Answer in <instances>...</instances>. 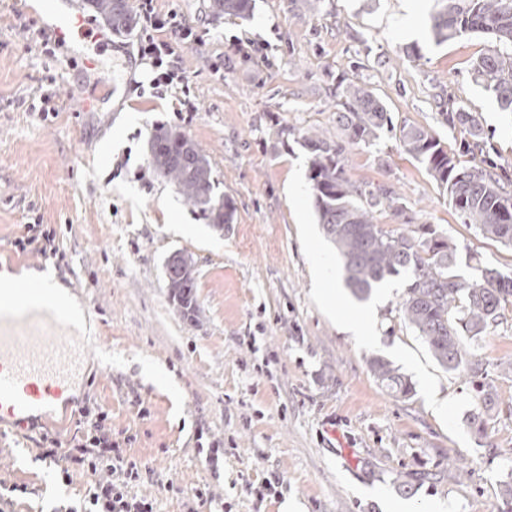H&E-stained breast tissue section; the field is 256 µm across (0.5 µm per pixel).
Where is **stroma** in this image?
Wrapping results in <instances>:
<instances>
[{
	"mask_svg": "<svg viewBox=\"0 0 512 512\" xmlns=\"http://www.w3.org/2000/svg\"><path fill=\"white\" fill-rule=\"evenodd\" d=\"M70 2L86 19L75 53L35 45L25 32L39 30V15L27 0H0V271L53 270L91 341L68 408L23 428L0 422V480L22 488L0 512L83 501L92 475L76 470L62 481L40 459V437L69 443L84 432L85 411L100 409L113 432L132 435L127 452L148 469L133 491L157 512H185V491L199 486L212 498L198 512H282L289 499L302 512H389L399 501L410 512L437 502L452 512H507L512 312L465 345L482 375L441 366L402 318L405 277L364 300L347 287L317 222L303 146L313 130L341 139L335 89L344 75L380 97L394 123L424 127L455 152L461 135L442 124L437 103L464 102L488 135L490 158L512 178V112L470 74L493 41L475 34L435 45V0H255L247 20L216 13L212 0H156L201 36L178 51L197 106L179 114L175 93H152L136 31L98 46L91 34L102 20L83 0ZM411 46L419 57L407 56ZM161 124L209 157L215 195L235 207L224 230L152 168L147 142ZM344 163L350 179L391 185L404 198L406 215L378 214L386 229L431 225L454 243L460 278L486 267L512 277V245L463 223L394 134L348 148ZM34 222L55 230L56 255L14 247ZM177 250L196 264L190 318L164 279ZM318 254L333 268L325 296ZM350 315L370 320L371 335L349 331ZM375 357L411 381V397L374 377ZM149 364L163 377L146 375ZM476 412L486 420L481 436L469 427ZM211 441L227 450L216 469L199 451ZM273 474L284 481L279 497L257 501L250 485Z\"/></svg>",
	"mask_w": 512,
	"mask_h": 512,
	"instance_id": "35a3bbf8",
	"label": "stroma"
}]
</instances>
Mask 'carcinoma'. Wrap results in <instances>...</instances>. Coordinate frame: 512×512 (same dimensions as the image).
<instances>
[{"label": "carcinoma", "instance_id": "obj_1", "mask_svg": "<svg viewBox=\"0 0 512 512\" xmlns=\"http://www.w3.org/2000/svg\"><path fill=\"white\" fill-rule=\"evenodd\" d=\"M430 14L429 29L435 44L482 33L495 46L473 65L475 83L491 92L500 108L512 112V0H441ZM224 14L247 18L254 0H214ZM89 9L114 32H126L135 16L123 0H87ZM336 124L346 143L306 136L309 152L308 180L318 223L336 246L347 272L352 294L364 300L392 277L408 279L401 301L405 323L413 328L435 359L448 370L465 367L474 375L478 360L466 359L464 342L475 340L504 317L512 303V277L495 268L481 270L471 281L454 273L456 253L447 238L429 225L409 232L387 230L375 214L390 210L405 212L403 199L384 184L361 185L346 175L343 154L346 145H369L384 132L399 134V141L412 159L444 189L464 223L500 243L512 244V192L501 183L491 166L466 165L429 131L403 122L394 125L384 102L370 89L341 76L336 79ZM442 123L468 136L463 149L483 144L484 132L461 103L448 101ZM150 139L155 170L206 215L219 230L232 222L230 199L213 193L211 163L198 145L172 126H158ZM169 298L184 315L196 310V271L192 256L175 251L164 265ZM371 370L378 380L404 397L411 383L390 362L376 357Z\"/></svg>", "mask_w": 512, "mask_h": 512}]
</instances>
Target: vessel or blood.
I'll return each instance as SVG.
<instances>
[{
  "instance_id": "vessel-or-blood-1",
  "label": "vessel or blood",
  "mask_w": 512,
  "mask_h": 512,
  "mask_svg": "<svg viewBox=\"0 0 512 512\" xmlns=\"http://www.w3.org/2000/svg\"><path fill=\"white\" fill-rule=\"evenodd\" d=\"M83 17L46 7L43 29L67 42ZM87 344L67 301L36 281L0 283V409L19 426L68 404Z\"/></svg>"
}]
</instances>
